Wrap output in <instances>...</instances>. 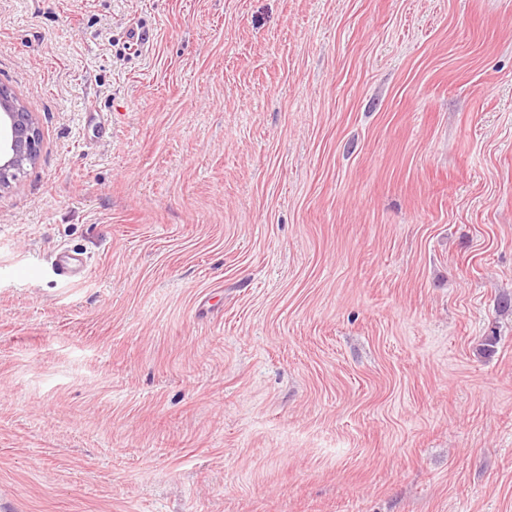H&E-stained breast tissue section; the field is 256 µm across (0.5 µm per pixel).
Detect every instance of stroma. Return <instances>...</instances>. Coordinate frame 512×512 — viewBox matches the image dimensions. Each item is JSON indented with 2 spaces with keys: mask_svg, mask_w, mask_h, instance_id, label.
Listing matches in <instances>:
<instances>
[{
  "mask_svg": "<svg viewBox=\"0 0 512 512\" xmlns=\"http://www.w3.org/2000/svg\"><path fill=\"white\" fill-rule=\"evenodd\" d=\"M1 84L0 512H512V0H0ZM42 132L34 112L0 86V194L12 188L14 173L40 156ZM51 264L56 275L65 279L82 276L87 267V261L83 256L66 250L57 251Z\"/></svg>",
  "mask_w": 512,
  "mask_h": 512,
  "instance_id": "obj_1",
  "label": "stroma"
}]
</instances>
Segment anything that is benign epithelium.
<instances>
[{
    "label": "benign epithelium",
    "mask_w": 512,
    "mask_h": 512,
    "mask_svg": "<svg viewBox=\"0 0 512 512\" xmlns=\"http://www.w3.org/2000/svg\"><path fill=\"white\" fill-rule=\"evenodd\" d=\"M42 132L34 113L0 86V194L12 188L14 173L40 156Z\"/></svg>",
    "instance_id": "1"
}]
</instances>
